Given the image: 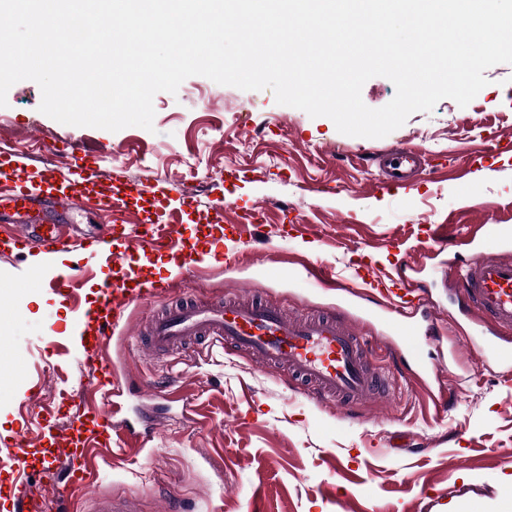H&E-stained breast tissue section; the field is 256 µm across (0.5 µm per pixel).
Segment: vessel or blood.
I'll return each mask as SVG.
<instances>
[{"instance_id":"obj_1","label":"vessel or blood","mask_w":512,"mask_h":512,"mask_svg":"<svg viewBox=\"0 0 512 512\" xmlns=\"http://www.w3.org/2000/svg\"><path fill=\"white\" fill-rule=\"evenodd\" d=\"M381 174L374 184L378 192H407L413 189L424 167L416 151L394 147L377 157ZM168 186L162 184L114 183L95 162L75 157L69 174L62 175L48 166H36L25 156L0 150V206L25 209L37 202L69 204L80 202L94 211L106 225L99 238L100 252L109 254L106 269L96 286L99 297L87 312L92 325L86 338L89 349L103 352L120 325L119 306H129L158 298L162 292L152 273L154 258H169L178 269L198 266L206 250H222L233 241L238 226L224 224L223 205L216 204L194 214L195 200L180 199V217L206 225L203 235L188 239L175 235L166 218L169 214ZM132 210L142 212L137 224L117 223L115 216ZM37 236L42 253L60 255L72 252L73 244L63 225L16 224L0 234V246ZM84 277V269L71 265L53 282L60 297H69ZM357 287L373 288L382 302L397 312H408L420 303L417 288L400 277L380 278L367 273L357 276ZM458 299L481 318L488 328L486 338L492 352L512 359V256L488 257L475 254L470 265L456 278ZM250 356L268 368H281L302 384L316 404L336 402L351 410L366 398L388 393L391 380L369 359L371 349L362 330L354 327L345 309L318 315L293 314L284 307L254 298L225 294L223 299H190L168 305L146 330L139 348L148 357L201 340ZM114 442L112 426L95 401H84L82 411L66 432H54L43 423L36 440L18 442L13 448H0V458L9 460L18 479L36 472L47 483L63 486L65 492L83 489L91 474V458ZM48 503L40 496L19 489L8 512H47ZM91 512H139L135 500L122 501L108 494L92 499Z\"/></svg>"}]
</instances>
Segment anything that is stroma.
Segmentation results:
<instances>
[{"mask_svg":"<svg viewBox=\"0 0 512 512\" xmlns=\"http://www.w3.org/2000/svg\"><path fill=\"white\" fill-rule=\"evenodd\" d=\"M485 76L487 86L467 106L440 100L379 139L341 134L329 118L276 103L271 90L203 76L155 95L150 131L64 125L40 112L36 82L10 88L0 107V144L35 164L63 174L76 151L96 159L103 173L161 181L176 197L193 193L204 208L229 194L233 222L242 205L269 207L265 224L241 234L236 264L217 255L169 278L165 299L123 310L109 346L113 367L128 377L114 420L121 426L157 412L154 435L146 448L100 454L73 512H89L99 492L135 497L140 512H248L255 502L262 512H505L512 503V362L487 352L477 315L455 295L451 274L463 256L437 253L426 241L430 227L446 224L452 234L474 236L484 255L512 247V64L494 65ZM398 144L422 151L432 169L409 194L376 193L372 157ZM61 211L86 267L99 266L103 257L92 245L101 221L82 206ZM389 240L421 257L405 276L426 283L443 333L427 342L424 317L413 319L418 356L405 372L389 350L396 313L319 288L303 272L320 265L348 283L362 254L374 273L391 272ZM38 254L32 241L24 253H0V448L31 439L30 419L50 415L67 425L99 374L79 331L96 286L81 288L75 302L57 297L49 284L64 254L40 259L38 284H26ZM228 292L308 313L348 308L374 337L372 357L395 379L394 392L346 415L334 403L308 400L286 371L261 370L248 357L196 343L163 359L184 388L180 401L142 391L155 362L130 344L149 318L187 295ZM437 360L443 366L436 375L429 365Z\"/></svg>","mask_w":512,"mask_h":512,"instance_id":"35a3bbf8","label":"stroma"}]
</instances>
